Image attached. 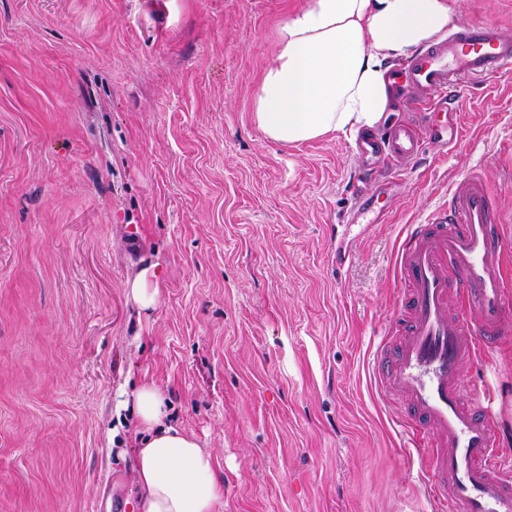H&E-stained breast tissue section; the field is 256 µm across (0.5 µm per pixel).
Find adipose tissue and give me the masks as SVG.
<instances>
[{"instance_id":"1","label":"adipose tissue","mask_w":512,"mask_h":512,"mask_svg":"<svg viewBox=\"0 0 512 512\" xmlns=\"http://www.w3.org/2000/svg\"><path fill=\"white\" fill-rule=\"evenodd\" d=\"M452 14L453 0H305L279 26L254 122L283 145L375 128L394 100L393 60L447 32ZM134 410L145 433L135 453V512H218L224 484L213 458L170 423L162 391L142 386Z\"/></svg>"}]
</instances>
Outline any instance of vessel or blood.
Segmentation results:
<instances>
[{
    "mask_svg": "<svg viewBox=\"0 0 512 512\" xmlns=\"http://www.w3.org/2000/svg\"><path fill=\"white\" fill-rule=\"evenodd\" d=\"M510 71L512 39L496 25L463 22L407 61L402 74L417 104L447 105L453 144L460 137V93ZM430 135L429 128L404 124L370 147L384 157L387 173L396 174L415 163ZM498 224L494 197L472 173L449 190L441 213L411 226L398 254L402 308L372 360L380 391L409 405L400 427L423 448L427 482L443 512H512L501 429L461 373L466 358L491 347L507 328ZM452 292L464 303L453 318Z\"/></svg>",
    "mask_w": 512,
    "mask_h": 512,
    "instance_id": "1",
    "label": "vessel or blood"
}]
</instances>
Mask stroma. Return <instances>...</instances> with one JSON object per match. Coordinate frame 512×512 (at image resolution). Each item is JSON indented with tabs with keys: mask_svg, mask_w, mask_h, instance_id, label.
<instances>
[{
	"mask_svg": "<svg viewBox=\"0 0 512 512\" xmlns=\"http://www.w3.org/2000/svg\"><path fill=\"white\" fill-rule=\"evenodd\" d=\"M457 2L512 37V0ZM303 3L0 0V512H135L116 406L145 384L212 454L221 512H437L370 362L402 240L471 171L512 279V72L461 93L456 145L366 183L350 134L284 146L252 118ZM359 186L385 223L354 219ZM462 376L512 462V332Z\"/></svg>",
	"mask_w": 512,
	"mask_h": 512,
	"instance_id": "1",
	"label": "stroma"
}]
</instances>
